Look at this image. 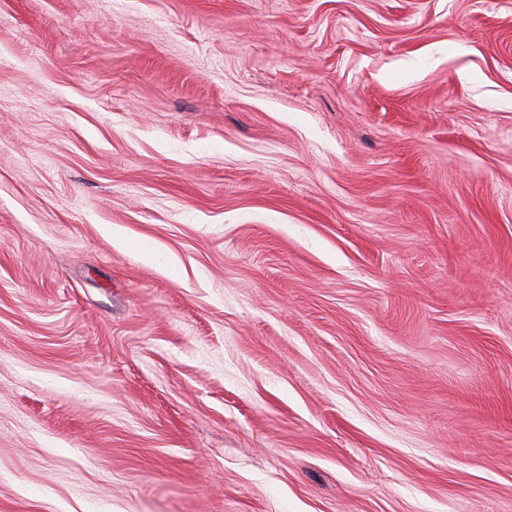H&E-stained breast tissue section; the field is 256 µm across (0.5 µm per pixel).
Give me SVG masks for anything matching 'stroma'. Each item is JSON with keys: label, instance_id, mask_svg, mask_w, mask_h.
I'll return each mask as SVG.
<instances>
[{"label": "stroma", "instance_id": "stroma-1", "mask_svg": "<svg viewBox=\"0 0 512 512\" xmlns=\"http://www.w3.org/2000/svg\"><path fill=\"white\" fill-rule=\"evenodd\" d=\"M0 512H512V0H0Z\"/></svg>", "mask_w": 512, "mask_h": 512}]
</instances>
